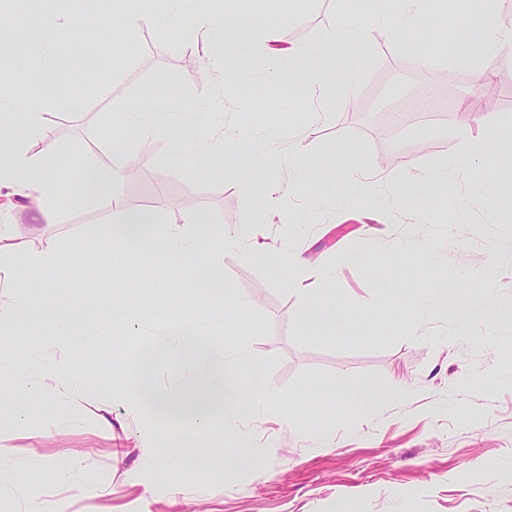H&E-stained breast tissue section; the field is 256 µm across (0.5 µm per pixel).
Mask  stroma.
Listing matches in <instances>:
<instances>
[{
    "label": "stroma",
    "mask_w": 512,
    "mask_h": 512,
    "mask_svg": "<svg viewBox=\"0 0 512 512\" xmlns=\"http://www.w3.org/2000/svg\"><path fill=\"white\" fill-rule=\"evenodd\" d=\"M235 27L230 39L199 47L187 38L191 10L140 23L121 39L98 36L86 47L67 33L47 57L28 52L23 16L65 11L86 28L103 27L87 0H0V20L13 19L0 46V73L23 66L46 84L43 110L59 147L52 173L55 223L27 240L24 211L10 219L27 250L54 246L69 260L55 269L21 267L18 286L33 297L20 324L0 327V430L15 447L0 459V512H25L54 501L58 512H512V207L491 194L512 191V51L491 57L497 129L472 163L453 132L481 134L479 114L410 112L391 126L385 107L401 108L421 80L448 74L458 32L483 19L471 0H442L440 14L374 32L363 46L342 40L358 74L335 96L298 95L289 77L256 74L248 85L222 83L214 62L253 45L258 20H285L288 38L311 42L337 16L359 17L374 0H223ZM413 37L428 59L418 65L400 44ZM164 76L162 103L177 113L170 135L142 133L130 112L154 110V79ZM305 127L301 157L272 163L247 150L245 135ZM234 132L206 173L189 177L175 141L193 143ZM130 142L145 164L117 189L134 207H150L159 225L184 226L206 215L231 229L261 221L247 257L233 238L223 244L222 289L198 286L189 263L156 262L137 251L105 250L96 232L112 217L81 198V170L95 163L122 170ZM488 174L485 193L471 184L473 167ZM277 184L282 206L268 214L263 192L244 195L239 172ZM382 172L402 188L364 194L353 176ZM466 204L468 221L449 224ZM299 250L334 270L339 309L306 321L317 290L295 291L277 253ZM453 281L472 319L436 310L420 316L423 295ZM251 306L239 308L237 297ZM138 317L127 336H113L112 308ZM493 320L479 318L482 309ZM70 339L60 343L58 317ZM174 321L210 327L219 346L249 351L248 367L269 389L263 416H240L233 440L217 436L225 416L213 414L202 446L174 449L196 435L187 422L121 395L135 378L147 337ZM64 346L68 369L85 387L80 399L33 394L21 367L34 351ZM349 382L384 396L372 414L349 408ZM111 431L97 433L101 417Z\"/></svg>",
    "instance_id": "obj_1"
}]
</instances>
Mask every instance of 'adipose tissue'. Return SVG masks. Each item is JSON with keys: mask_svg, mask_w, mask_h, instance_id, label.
Listing matches in <instances>:
<instances>
[{"mask_svg": "<svg viewBox=\"0 0 512 512\" xmlns=\"http://www.w3.org/2000/svg\"><path fill=\"white\" fill-rule=\"evenodd\" d=\"M388 2V7L373 10L360 20L346 15L337 17L334 26L323 30L310 43L294 47L287 59L272 54L260 59L249 56L243 65L227 70L225 77L233 82H244L252 77L255 70L261 69L270 75H289L300 92L318 86L325 94H333L337 86L354 83L356 79L355 72L336 54V42L345 38L364 42L374 30L391 29L398 20L421 14L425 5V0ZM475 5L488 22L478 29L461 31L451 60L463 82L476 88L489 77L483 66L485 58L512 48V22L499 20V0H475ZM13 121L25 130L28 137L41 138L44 146L40 153L33 155L28 152L25 140H19L13 142L8 152H0V190L6 191L8 196L29 201L35 220L44 224L54 223V191L48 173L58 162L59 149L47 133L42 100L32 97L22 101L14 110ZM82 173L93 182L92 189L85 193L86 202L105 206L112 212L111 223L100 231L104 243H127L163 255L172 263L193 258L201 267L204 284L211 288L222 287L223 252L217 243L224 238L223 225L212 224L203 230L195 224L187 232L161 229L151 213L127 208L116 190L118 177L111 169L88 165ZM60 262L58 252L51 248L23 253L21 244L16 243L8 227L1 225L0 289H7L8 295L0 298V318L19 322L29 303L28 295L12 290L20 265L52 269ZM214 352L209 331L198 327L171 326L141 349L137 376L127 389L128 397L159 408L189 411V404L161 389L155 375L159 369L185 362L198 366L212 365ZM246 359L245 350H225L224 380L203 388L199 395L201 403L223 410L229 418L238 417L243 411L259 410L267 387L257 375L248 382H241L240 372Z\"/></svg>", "mask_w": 512, "mask_h": 512, "instance_id": "obj_1", "label": "adipose tissue"}]
</instances>
